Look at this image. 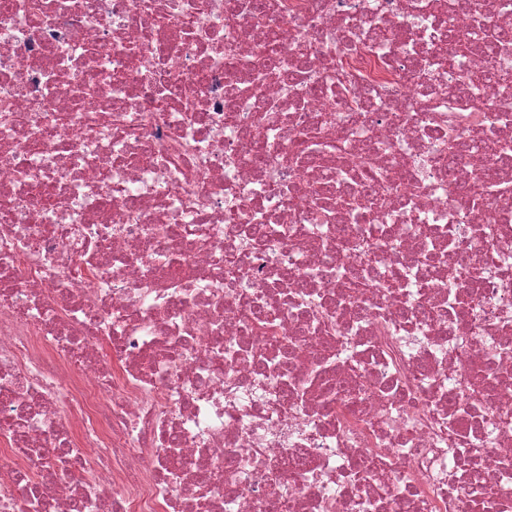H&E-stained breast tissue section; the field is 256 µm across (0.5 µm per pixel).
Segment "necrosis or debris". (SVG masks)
I'll use <instances>...</instances> for the list:
<instances>
[{
	"label": "necrosis or debris",
	"mask_w": 512,
	"mask_h": 512,
	"mask_svg": "<svg viewBox=\"0 0 512 512\" xmlns=\"http://www.w3.org/2000/svg\"><path fill=\"white\" fill-rule=\"evenodd\" d=\"M237 3L0 0V512H512V0Z\"/></svg>",
	"instance_id": "4bbe7bcc"
}]
</instances>
